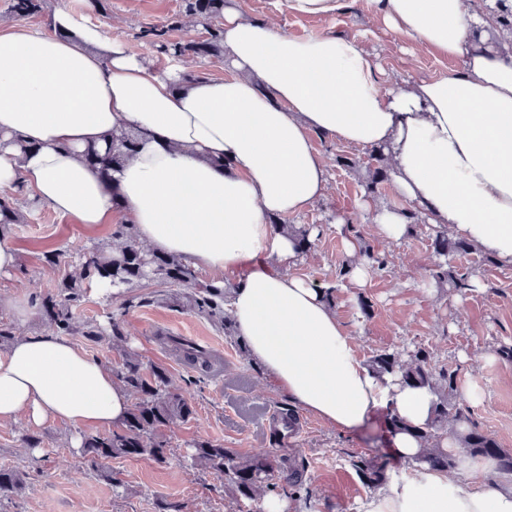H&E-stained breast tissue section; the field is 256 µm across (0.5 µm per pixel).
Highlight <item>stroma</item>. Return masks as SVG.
I'll list each match as a JSON object with an SVG mask.
<instances>
[{"label": "stroma", "instance_id": "obj_1", "mask_svg": "<svg viewBox=\"0 0 512 512\" xmlns=\"http://www.w3.org/2000/svg\"><path fill=\"white\" fill-rule=\"evenodd\" d=\"M345 2L342 13L329 17L295 15L284 7L275 12L269 0H237V5L254 18L274 20L294 37L339 30L360 39L374 54L386 87L397 78L433 79L459 69L458 60L412 41H398L388 30L371 24L367 0ZM60 8L105 24L132 52L162 69L166 59L153 53L139 34L143 26L179 13L182 2L107 0L106 10L98 11L89 0H47L42 13L26 19L25 24L48 29ZM312 143L330 165V189L320 202L290 219L292 225L313 224L319 230L300 274L335 282L349 259L334 224L343 219L359 225L366 241L387 260L383 270L371 272L359 295L341 289L333 300L337 315L352 332L359 358L366 361L383 350L403 354L413 346L429 349L436 364L457 372L459 391L476 392L469 413L477 429L512 450V362L499 354L501 347H512V266L489 264L477 250L439 256L431 246L433 232L427 227L397 241L377 234L360 209L370 149L350 148L317 134ZM340 154L356 160V168L335 166ZM20 211V223L0 226V241L10 244L18 255L16 267L0 274V325L17 337L49 332L40 311L42 298L57 294L78 271L80 250L93 245L111 247L118 229L114 223L78 224L30 200L22 202ZM52 254L57 257L53 264L48 261ZM439 262L452 274H474L477 287L459 292L446 284H431L429 272ZM180 293L171 284L146 279L128 306L120 297L105 302L94 294L91 280H83L82 298L73 310L80 331L70 337L107 368L119 366L130 351L138 355L144 369L161 367L168 372L174 387L195 409L193 419L164 430L174 462L161 465L147 456L121 457L99 460L92 468L71 444L72 437L83 436V429L65 421L39 427L20 420L0 424V467L27 474L25 490L0 501V512H158L166 500L179 501L184 512H239L223 478L188 459L190 444L198 441L220 443L241 454L273 446L279 453L302 460L309 494L297 500L298 512H364L374 491L360 480L355 462L378 459L384 461L387 473L405 470V463L390 446L383 413L351 433L303 412L298 432L283 443L272 444L268 424L287 404V396L274 390L262 367L236 346L234 337L184 306ZM361 295L372 305L370 316H363L357 306ZM113 314L121 317L124 344H113L108 336L93 340L82 336L83 327L106 323ZM169 336L207 345L211 354H223V377L198 379L170 350L165 342ZM32 436L40 441L35 460L26 444Z\"/></svg>", "mask_w": 512, "mask_h": 512}]
</instances>
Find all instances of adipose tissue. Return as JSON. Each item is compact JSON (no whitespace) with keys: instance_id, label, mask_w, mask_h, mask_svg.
Listing matches in <instances>:
<instances>
[{"instance_id":"1","label":"adipose tissue","mask_w":512,"mask_h":512,"mask_svg":"<svg viewBox=\"0 0 512 512\" xmlns=\"http://www.w3.org/2000/svg\"><path fill=\"white\" fill-rule=\"evenodd\" d=\"M397 38L460 60L454 73L383 86L367 46L343 32L289 36L228 6L231 75L178 85L106 27L57 11L50 31L0 33V191L23 188L80 224L112 221L113 195L137 239L216 279L232 275L227 309L249 356L278 392L348 432L380 410L424 424L425 387L377 378L325 294L298 273L297 235L270 224L323 199L330 184L312 134L386 147L396 193L499 263L512 265V46L489 44L494 14L471 0H369ZM141 132L136 154L104 183L82 161L91 145ZM28 150L14 145V138ZM130 401L99 360L66 337L15 340L0 353V423L64 420L109 427ZM408 472L391 476L366 512H512V484L493 460L464 480L416 464L412 433L392 438Z\"/></svg>"}]
</instances>
